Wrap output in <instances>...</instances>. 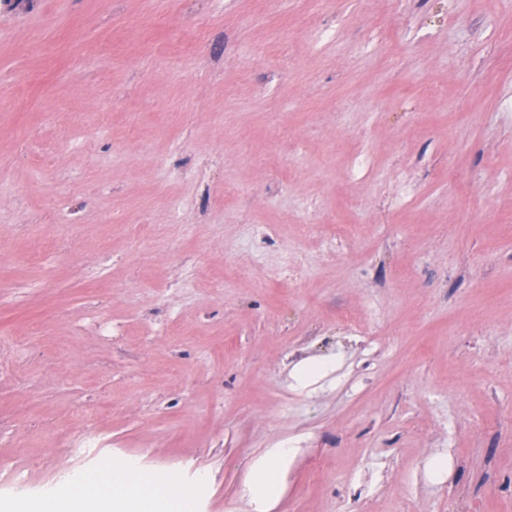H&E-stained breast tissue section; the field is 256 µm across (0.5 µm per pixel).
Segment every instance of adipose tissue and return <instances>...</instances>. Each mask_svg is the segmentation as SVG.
<instances>
[{"instance_id": "ef3b65f1", "label": "adipose tissue", "mask_w": 512, "mask_h": 512, "mask_svg": "<svg viewBox=\"0 0 512 512\" xmlns=\"http://www.w3.org/2000/svg\"><path fill=\"white\" fill-rule=\"evenodd\" d=\"M293 454L289 448L269 449L259 459L256 470L260 478L262 495L258 512H269L281 490V469ZM124 471L110 464L106 473L75 485L67 498L31 500L15 503L13 512H109L113 494L124 493L125 512H183L189 496L178 473H168L157 488L147 489L143 484L123 482Z\"/></svg>"}]
</instances>
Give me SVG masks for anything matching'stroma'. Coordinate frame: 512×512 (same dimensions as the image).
I'll return each instance as SVG.
<instances>
[{
	"instance_id": "1",
	"label": "stroma",
	"mask_w": 512,
	"mask_h": 512,
	"mask_svg": "<svg viewBox=\"0 0 512 512\" xmlns=\"http://www.w3.org/2000/svg\"><path fill=\"white\" fill-rule=\"evenodd\" d=\"M509 100L512 0H0V512H512ZM294 453V448H271L257 462L256 470L262 488V495L257 501L259 512H268L269 506L278 499L282 466ZM107 472L75 485L67 498L31 500L15 503L14 512H109L113 494L126 487L125 512L185 511L189 496L178 473L170 472L163 481L156 480L149 491L137 481L117 482L125 471L117 464H106ZM112 472V476H111ZM113 478V479H112Z\"/></svg>"
}]
</instances>
